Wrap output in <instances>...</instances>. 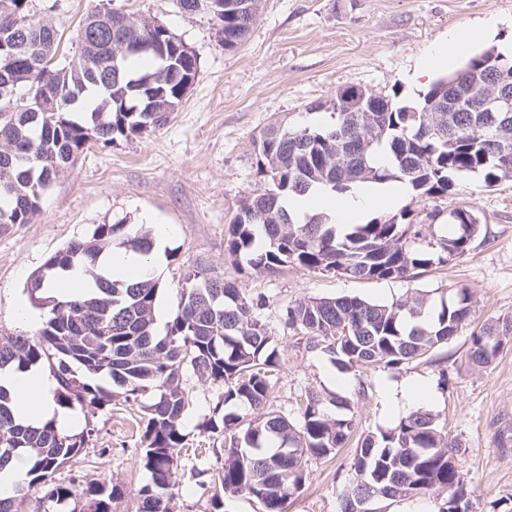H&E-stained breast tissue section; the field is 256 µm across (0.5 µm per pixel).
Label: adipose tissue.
Returning <instances> with one entry per match:
<instances>
[{
  "instance_id": "1",
  "label": "adipose tissue",
  "mask_w": 512,
  "mask_h": 512,
  "mask_svg": "<svg viewBox=\"0 0 512 512\" xmlns=\"http://www.w3.org/2000/svg\"><path fill=\"white\" fill-rule=\"evenodd\" d=\"M409 194V186L400 181L371 186L342 199L325 190L314 189L296 197L291 210L300 217L323 212L336 223L347 224L354 219H365L367 206L371 203L381 210H397L404 205ZM168 235L166 226L156 225L152 250L147 255L125 246L114 247L99 259L102 275L123 282L146 275L155 276L162 265ZM0 385L14 394L18 420L32 424L52 420L62 429L72 426V419L60 413L54 404L51 397L53 384L40 370L31 368L23 372L0 373Z\"/></svg>"
}]
</instances>
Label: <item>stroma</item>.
Masks as SVG:
<instances>
[{
    "label": "stroma",
    "mask_w": 512,
    "mask_h": 512,
    "mask_svg": "<svg viewBox=\"0 0 512 512\" xmlns=\"http://www.w3.org/2000/svg\"><path fill=\"white\" fill-rule=\"evenodd\" d=\"M103 6L165 23L196 52L200 72L164 126L107 146L91 143L46 190L32 223L0 231V334L33 332L18 308L28 299L31 274L49 255L90 238L98 225L137 228L142 214H152L170 230L155 303L158 334L166 332L190 268L263 296L280 357L270 396L274 409L295 421L306 391L337 392L350 400L356 430L385 429L403 416L389 400L391 390L409 381L427 383L432 395L423 407L459 447L473 512H512V347L489 368L467 364L472 329L512 317V180L488 187L482 175L467 173L448 194L405 202L413 223L444 224L450 212L465 209L477 217L480 231L469 254L421 270L413 284L435 299L468 289L475 307L471 323L436 351L435 362L415 361L396 373L380 366L341 372L328 355L298 348L296 334L281 331L278 315L288 302L308 297L388 302L406 284L302 268L259 275L240 268L225 249L241 201L263 186L254 143L264 129L328 121L337 91L351 84L395 90L402 103L413 104L421 90L412 79L415 70L453 31H470L465 51L451 65L455 71L469 56L512 42V0H259L247 36L231 51L221 46L208 15L181 14L174 0H30L29 10L33 20L52 22L69 38L82 17ZM443 374L444 388L438 385ZM339 376L348 380L347 389L337 390ZM217 396L213 388L192 389L175 512H217L211 494L222 464L214 451L225 442L198 430ZM94 424L91 443L57 472V482L110 478L122 490L112 512H140L149 475L134 416L113 403ZM354 454L344 448L333 459L309 463L305 490L288 498L284 512H337L336 487Z\"/></svg>",
    "instance_id": "obj_1"
}]
</instances>
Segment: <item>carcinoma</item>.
I'll return each instance as SVG.
<instances>
[{"label":"carcinoma","mask_w":512,"mask_h":512,"mask_svg":"<svg viewBox=\"0 0 512 512\" xmlns=\"http://www.w3.org/2000/svg\"><path fill=\"white\" fill-rule=\"evenodd\" d=\"M29 0H0V80L12 83L17 100L0 98V228L30 224L41 211L45 190L84 152L89 137L104 144L128 140L165 124L195 83L197 54L186 57L184 41L149 21L124 24L103 7L78 23L76 52L57 59L62 34L50 22H35ZM257 0H175L186 15H210L224 49L243 41L256 18ZM463 69L472 82L436 79L413 106L396 96L373 97L351 85L336 94L331 122L296 128L269 126L254 143L264 187L244 199L228 228L226 250L256 274L304 268L349 279L409 283L418 270L448 264L469 253L478 222L468 210L450 214L448 231L427 242L430 226L411 224L406 213L362 224H331L321 216L294 219L285 201L321 187L346 195L368 182L402 181L414 198L448 193L454 179L483 174L490 186L512 179V113L477 112L481 83L512 95V58L475 54ZM58 96L56 120L34 111L46 92ZM124 233L130 246L151 250L148 233L124 224H101L89 240H74L50 255L27 285L30 302L47 309L32 335H0V371L17 372L44 361L55 374L57 399L79 405L85 428L62 434L54 422L32 425L14 415V395L0 385V471L20 455L31 467L16 488L40 486L43 498L61 503L81 494L86 512H112L121 494L104 480L85 490L56 482L93 436V418L113 400L143 411V467L150 483L141 490L142 512H173L178 454L185 445L183 422L190 407L186 382L221 389L203 433L229 436L219 476L221 496L257 500L264 512H284L288 497L305 484L307 463L332 459L347 447L353 418L331 413L337 396L310 390L297 422L270 405L279 366L266 302L221 277L222 292L205 286L202 270L185 273L180 302L166 334L156 335L154 306L159 285L149 277L110 281L94 273L112 237ZM77 265L94 274L96 288L77 299L45 292L53 275ZM465 288L437 304L428 292L407 291L390 302L359 297L307 298L288 303L284 327L303 334L305 348L330 356L342 370L381 365L391 371L422 359L448 343L471 317ZM512 342V318L489 319L471 334L468 364L489 366L500 344ZM108 374L117 387L94 383ZM227 406H244L252 419ZM280 440L274 450L271 438ZM456 445L429 411L409 412L389 429L361 434L344 480L337 488L339 512H350L361 489L375 500L399 502L431 494L438 512H471Z\"/></svg>","instance_id":"obj_1"}]
</instances>
